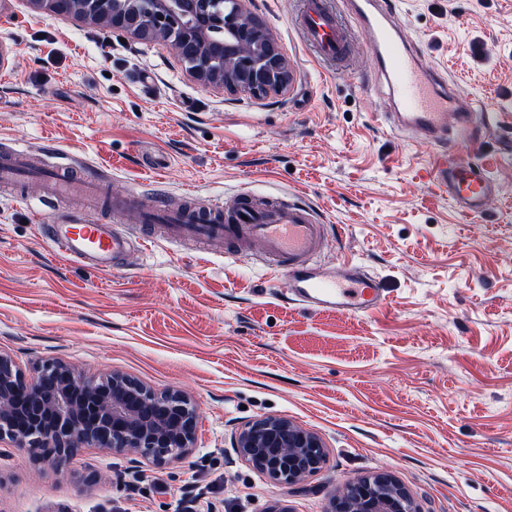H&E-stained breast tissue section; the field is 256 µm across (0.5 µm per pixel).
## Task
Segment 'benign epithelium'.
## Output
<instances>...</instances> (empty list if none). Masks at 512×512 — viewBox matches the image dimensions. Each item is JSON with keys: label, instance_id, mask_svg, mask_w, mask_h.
<instances>
[{"label": "benign epithelium", "instance_id": "benign-epithelium-1", "mask_svg": "<svg viewBox=\"0 0 512 512\" xmlns=\"http://www.w3.org/2000/svg\"><path fill=\"white\" fill-rule=\"evenodd\" d=\"M58 15L105 25L141 42H165L198 80L246 96L285 90L292 73L264 26L219 0H151L146 20L129 0H31ZM224 16V39L212 38L211 17ZM197 410L179 390L158 394L118 373L86 380L64 363L44 362L26 376L0 354V441L10 440L34 462L70 457L85 446L137 455L161 468L194 450ZM233 447L254 469L282 484L318 471L325 448L315 433L276 417L235 434ZM330 512H416L407 491L379 470L333 495Z\"/></svg>", "mask_w": 512, "mask_h": 512}]
</instances>
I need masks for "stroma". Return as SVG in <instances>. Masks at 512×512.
Returning <instances> with one entry per match:
<instances>
[{"mask_svg": "<svg viewBox=\"0 0 512 512\" xmlns=\"http://www.w3.org/2000/svg\"><path fill=\"white\" fill-rule=\"evenodd\" d=\"M301 0H243L294 79L248 97L204 84L160 42L120 38L30 0H0V152L57 150L143 208L284 197L325 225L317 261L360 263L387 288L365 317L293 304L261 247L230 256L159 241L109 273L52 252L32 181L0 192V353L25 373L59 361L117 372L197 408L193 453L158 468L86 447L33 463L0 442V512H328L345 483L382 469L418 512H512V156L469 152L500 186L462 216L424 178L429 143L390 130L362 41L319 65L291 21ZM403 35L444 82L495 111L512 95V0H398ZM284 417L326 459L279 485L232 444Z\"/></svg>", "mask_w": 512, "mask_h": 512, "instance_id": "1", "label": "stroma"}]
</instances>
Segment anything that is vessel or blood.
I'll use <instances>...</instances> for the list:
<instances>
[{
	"label": "vessel or blood",
	"instance_id": "obj_1",
	"mask_svg": "<svg viewBox=\"0 0 512 512\" xmlns=\"http://www.w3.org/2000/svg\"><path fill=\"white\" fill-rule=\"evenodd\" d=\"M346 2L356 27L340 24L327 0H303V9L294 20L303 43L318 62L333 64L351 62L353 41L363 40L396 105L395 111L384 113V121L392 130L424 138L432 145L428 174L436 193L451 199L462 213H482L498 184L486 168L466 158L461 148H481L501 128L504 113L482 111L473 98L442 83L437 71L418 65L417 50L401 36L398 8L392 0ZM31 179L44 184L42 204L49 208L63 196L97 200L102 194V183L95 175L77 172L69 163L35 165L23 147L0 158V185ZM142 223L148 235L131 238L116 232L111 224H87L74 216L43 225L42 235L59 255L80 259L99 272L118 268L133 246L161 238L221 247L247 237L264 246L272 274L287 276L294 300L303 308L365 316L388 302L385 289L359 264L342 261L331 274L316 265L314 254L323 225L312 209L293 201L243 196L223 209L205 211L191 201L176 212L161 204L143 215Z\"/></svg>",
	"mask_w": 512,
	"mask_h": 512
}]
</instances>
